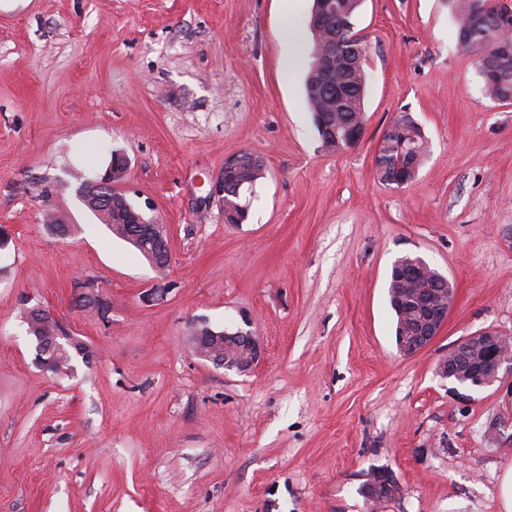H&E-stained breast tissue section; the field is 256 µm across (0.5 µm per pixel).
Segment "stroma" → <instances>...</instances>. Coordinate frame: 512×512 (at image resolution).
Instances as JSON below:
<instances>
[{"mask_svg": "<svg viewBox=\"0 0 512 512\" xmlns=\"http://www.w3.org/2000/svg\"><path fill=\"white\" fill-rule=\"evenodd\" d=\"M311 7L0 0V512H501L512 375L469 390L436 365L477 330L512 333V102L485 96L450 0H361L364 134L328 151L304 94ZM403 112L428 154L399 188L374 156ZM116 151L117 190L166 228V272L76 196ZM245 151L266 175L233 226L212 189ZM405 255L457 290L414 357L388 302ZM86 278L109 323L74 307ZM37 304L91 350L70 375L34 362L17 314ZM203 325L251 332L261 361L199 357ZM375 469L398 485L376 507Z\"/></svg>", "mask_w": 512, "mask_h": 512, "instance_id": "obj_1", "label": "stroma"}]
</instances>
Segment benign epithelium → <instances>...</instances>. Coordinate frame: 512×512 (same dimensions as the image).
Returning <instances> with one entry per match:
<instances>
[{"label":"benign epithelium","instance_id":"7a95c632","mask_svg":"<svg viewBox=\"0 0 512 512\" xmlns=\"http://www.w3.org/2000/svg\"><path fill=\"white\" fill-rule=\"evenodd\" d=\"M309 25L312 28L330 25L334 29L332 53L316 58L317 71L325 72L338 61L347 64L358 52L356 43L349 38L354 26L346 0H314ZM258 166L260 160L254 155L238 154L224 159V181L215 193L224 197L230 180H237L246 169ZM132 216V223L139 225V230L153 235L154 247L148 250L153 265L169 263V251L160 225L145 224L142 215L135 212ZM432 274L448 284V289L437 291L409 287L411 283L425 281ZM388 292L399 317L412 312L419 314L413 331L402 330L396 336L399 352L405 357L416 356L436 339L447 324L448 314L456 302V289L445 276L434 273L425 261L419 260L396 264ZM194 342L200 357L240 374L250 372L263 355L259 342L241 330L229 333L203 327L194 333ZM503 370L512 372V335L495 328L481 329L458 341L448 349V355L440 359L436 368L440 377L471 390L492 385ZM395 488L393 474L387 469H379L363 486V494L376 504L391 496Z\"/></svg>","mask_w":512,"mask_h":512}]
</instances>
